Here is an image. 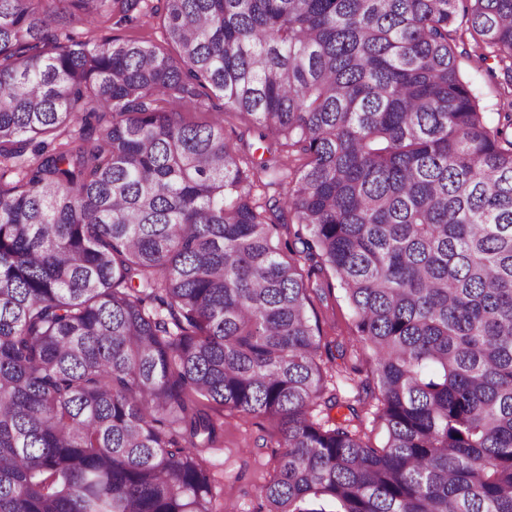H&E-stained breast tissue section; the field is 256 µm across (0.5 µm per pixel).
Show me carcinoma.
Wrapping results in <instances>:
<instances>
[{
    "label": "carcinoma",
    "mask_w": 512,
    "mask_h": 512,
    "mask_svg": "<svg viewBox=\"0 0 512 512\" xmlns=\"http://www.w3.org/2000/svg\"><path fill=\"white\" fill-rule=\"evenodd\" d=\"M160 3L0 0V512H224L226 415L275 429L258 512H512V111L463 70L512 95V0ZM115 12L164 44L51 26ZM466 76L474 83L479 91L481 102L485 107L489 120L496 124L498 120L497 112H499L500 104L504 101L502 86L495 81L489 80L483 72H477L475 69L464 65ZM331 288L325 289L323 299L313 298V311L311 310L312 322L314 324L315 318L320 324L322 329L323 342L332 341L336 338V343L343 344V355L341 356L342 348H332L335 355L333 361V370L327 378L328 391L336 392L338 397L342 400L347 399L353 402L361 398L365 399V392L362 389L361 381L365 380L367 373L370 372V365L365 361V358L356 359L351 351L349 339L353 336L352 333V312L349 307L348 301L345 296L344 290L340 287L337 280H331ZM332 320L336 322V329L330 328ZM354 363L359 365L363 372L361 375H349L345 372L346 368L349 371ZM336 390V391H335Z\"/></svg>",
    "instance_id": "cac0c4a2"
}]
</instances>
